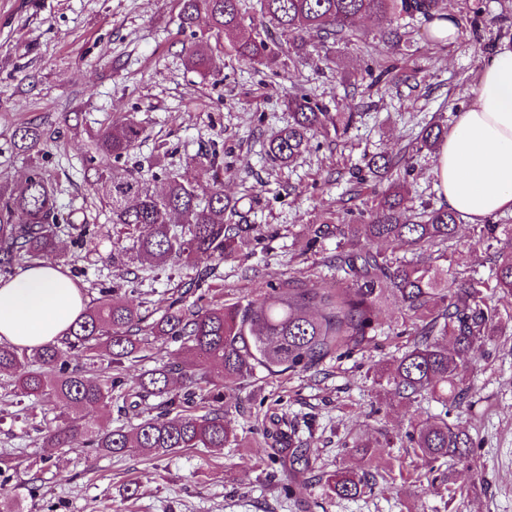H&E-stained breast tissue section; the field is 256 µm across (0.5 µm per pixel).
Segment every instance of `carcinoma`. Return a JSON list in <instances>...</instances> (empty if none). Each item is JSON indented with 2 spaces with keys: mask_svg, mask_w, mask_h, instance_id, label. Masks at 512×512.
<instances>
[{
  "mask_svg": "<svg viewBox=\"0 0 512 512\" xmlns=\"http://www.w3.org/2000/svg\"><path fill=\"white\" fill-rule=\"evenodd\" d=\"M446 0H260L261 13L277 31L289 36L288 54L300 56L316 38L321 45L336 43L358 18L377 21L393 14H421L429 19L445 12ZM241 0H181L182 28L205 23L209 34L229 39L239 58L262 64L281 52L271 35L244 33ZM185 66L210 76L219 72L206 40L185 56ZM292 121L268 143V154L285 165L293 161L314 132L336 126L329 112L313 106L307 95L292 93L287 99ZM447 130L436 122L424 125L417 139L420 148L436 151ZM43 132L30 124L15 131L13 145L26 153L38 146ZM146 138L143 123L126 117L99 130L84 158L94 172V189L103 192L112 214V260L145 261L155 267L190 264L199 255L219 261L237 256L241 245L264 234L254 224H231L237 210L224 197V183L214 172L217 152L199 153L206 166L204 183H189L166 168L167 152L147 165L128 166L131 154ZM401 160L384 156L367 163L372 174L385 175ZM163 173L162 190L155 188ZM459 215L445 207L420 212L408 206L404 186L392 184L366 224H316L307 228L302 253L315 252L325 240L342 238L330 264L343 277L332 286L290 280L267 284L265 296L220 307L187 306L176 299L148 326L123 296L112 290L88 306L60 343L32 349L0 345V374L8 373L26 398L47 395L62 402L67 412L47 430L45 441L54 448L80 445L99 452L123 455L137 450L161 456L183 448L221 450L238 441L227 423L239 381L261 369L270 375L304 373L328 358L362 350L373 341L377 312L385 302L397 305L402 326L411 341L398 356L372 370L371 378L385 404L421 408L436 402L443 411L409 418L405 438L421 459L425 475L449 461L472 467L475 442L468 428L449 420L450 410L471 405L473 369L466 356L503 333L506 321L487 302L489 291L512 292V250L501 252L488 278L449 272L453 254L448 246L456 238ZM74 227L72 214L57 206V191L43 168L30 166L17 184L0 182V277L15 265L33 260L69 264L75 256L59 251V233ZM512 239L511 224L491 221L477 225L475 244L490 250L501 237ZM385 241L404 246L414 254L401 259L374 250L361 240ZM437 249L446 265H435L426 254ZM156 339L179 342L186 353L218 370V379L198 375L188 364L173 363L144 376L138 388L126 390L114 374L93 380L71 366L70 353L86 348L105 357L113 370L140 348L142 331ZM182 393L169 396L174 376ZM160 399L147 406L149 398ZM123 401L119 410L137 412L138 423L108 428L93 412ZM178 405L182 412L171 415ZM260 435L271 461L289 460L298 472L312 469L310 457L295 446V427L272 417ZM364 461L371 449L381 447L361 438L345 442ZM325 482L332 495L355 498L373 489L368 472L341 467Z\"/></svg>",
  "mask_w": 512,
  "mask_h": 512,
  "instance_id": "cac0c4a2",
  "label": "carcinoma"
}]
</instances>
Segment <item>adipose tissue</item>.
<instances>
[{"label":"adipose tissue","mask_w":512,"mask_h":512,"mask_svg":"<svg viewBox=\"0 0 512 512\" xmlns=\"http://www.w3.org/2000/svg\"><path fill=\"white\" fill-rule=\"evenodd\" d=\"M448 210L473 224L512 211V46L496 49L474 102L457 114L435 157ZM84 309L80 286L62 266L40 260L0 279V341L33 348L65 338Z\"/></svg>","instance_id":"ef3b65f1"}]
</instances>
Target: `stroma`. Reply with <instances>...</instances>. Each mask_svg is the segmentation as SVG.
<instances>
[{
	"label": "stroma",
	"instance_id": "obj_1",
	"mask_svg": "<svg viewBox=\"0 0 512 512\" xmlns=\"http://www.w3.org/2000/svg\"><path fill=\"white\" fill-rule=\"evenodd\" d=\"M457 22L454 41L430 38L422 16L401 15L378 23L360 20L337 41L332 60L317 55L279 56L261 66L220 53L213 78L188 70L185 53L196 38L179 26V0H0V177L20 182L39 162L57 188L60 209L90 225L94 240L75 249L69 275L87 302L124 288L126 270L112 263L109 207L91 187L83 159L90 132L135 116L147 137L133 154L145 162L166 146L169 170L193 182L205 175L194 159L216 148L224 195L237 204L236 220L259 225L263 244L245 242L237 258L201 256L188 265L135 266L136 291L126 300L147 319L159 317L173 293L199 272L208 277L186 297L200 305L247 302L266 284L337 278L327 240L318 254H301L312 224H363L383 184L353 177L366 158L386 155L408 166L413 207H440L435 158L415 140L429 121L449 126L473 98L483 65L502 43H512V0H447ZM304 89L312 105L349 112L352 123L338 135H314L288 166L267 153L269 140L291 120L284 99ZM41 125L42 143L23 154L15 131ZM368 347L325 360L304 374H258L235 393L228 416L236 444L214 451L182 449L150 457L122 456L90 448L43 446L42 435L62 410L45 398L23 409L9 376H0V512H512V335L472 351L476 402L459 410L475 440L474 466L443 465L436 482L420 477L403 434L409 407L394 405L370 415L375 391L369 368L401 353V314L387 306ZM178 344L145 337L140 353L120 369L127 387L164 364L182 361ZM280 404L296 418V441L317 473L358 465L343 443L365 434L391 436L368 469L377 491L351 499L329 495L288 463L270 464L255 431L264 412ZM401 469L389 470L388 458Z\"/></svg>",
	"mask_w": 512,
	"mask_h": 512
}]
</instances>
